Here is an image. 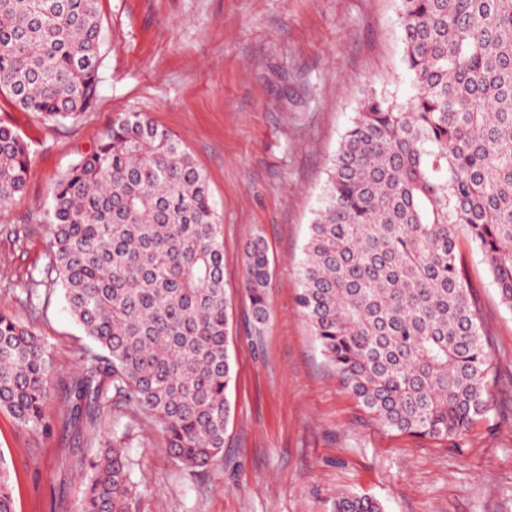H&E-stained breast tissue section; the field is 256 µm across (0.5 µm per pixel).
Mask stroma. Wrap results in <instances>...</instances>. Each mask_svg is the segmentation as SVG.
Instances as JSON below:
<instances>
[{"mask_svg":"<svg viewBox=\"0 0 512 512\" xmlns=\"http://www.w3.org/2000/svg\"><path fill=\"white\" fill-rule=\"evenodd\" d=\"M101 83L77 122L54 123L0 98V120L28 142L23 194L0 209V309L46 344L55 387L85 367L90 340L59 286L26 303L23 283L50 251L59 177L118 113L143 112L175 134L207 174L224 226L233 379L224 450L188 469L144 414L105 407L97 433L129 431L138 485L130 512H333L341 494L384 512H512V311L481 255L466 260L492 343L496 411L452 443L383 429L340 386L296 304L302 248L326 171L371 92L415 93L404 63L400 0H100ZM269 245L271 316L257 325L243 247ZM31 431L0 410V458L16 512H77L85 438Z\"/></svg>","mask_w":512,"mask_h":512,"instance_id":"obj_1","label":"stroma"}]
</instances>
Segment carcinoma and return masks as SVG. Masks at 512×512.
Here are the masks:
<instances>
[{
    "mask_svg": "<svg viewBox=\"0 0 512 512\" xmlns=\"http://www.w3.org/2000/svg\"><path fill=\"white\" fill-rule=\"evenodd\" d=\"M416 93L372 94L331 160L296 301L340 384L381 425L457 442L495 411L491 343L460 239L512 311V0H400ZM98 0H0V96L56 122L97 99ZM29 148L0 121V209L26 186ZM49 262L25 282L61 286L93 343L66 386L63 427L93 429L116 399L145 412L181 464L224 449L231 406L224 226L206 173L169 130L122 112L52 192ZM252 316L270 318L271 261L245 247ZM45 344L0 311V410L45 431ZM112 431L89 458L79 512H129L134 463ZM0 512H15L0 465ZM333 512H383L365 495Z\"/></svg>",
    "mask_w": 512,
    "mask_h": 512,
    "instance_id": "cac0c4a2",
    "label": "carcinoma"
}]
</instances>
